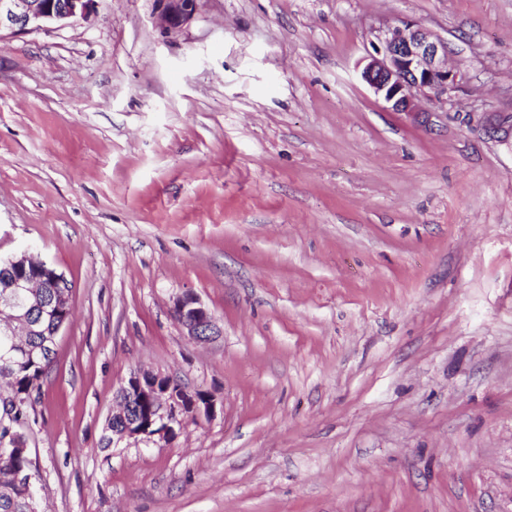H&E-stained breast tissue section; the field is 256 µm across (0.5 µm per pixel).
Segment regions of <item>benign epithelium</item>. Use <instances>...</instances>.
I'll return each mask as SVG.
<instances>
[{
	"instance_id": "1",
	"label": "benign epithelium",
	"mask_w": 512,
	"mask_h": 512,
	"mask_svg": "<svg viewBox=\"0 0 512 512\" xmlns=\"http://www.w3.org/2000/svg\"><path fill=\"white\" fill-rule=\"evenodd\" d=\"M98 0H0V30L28 32L51 24L64 25L74 19L87 20L95 14ZM159 5L157 23L165 33L182 30L195 17L198 0H156ZM361 78L375 96L382 99L394 112L404 114L415 122L427 115L420 98L444 101L458 88L463 73L458 67L448 66V42L434 37L419 24L402 20L378 37L372 51L359 63ZM17 270L35 267L39 275L15 277L8 287L18 293L45 282L52 288H68L70 283L45 261L22 251L8 258ZM11 313L12 320H0V335H14L12 325L19 324L35 334L38 324L29 322L26 312L13 306L0 315ZM175 321L192 339L203 342L221 333L215 318L199 298L185 295L177 298L171 307ZM119 389L144 403L141 413L132 417L124 407L112 406V423L120 428H103L105 438L116 447L131 440L145 444L168 441L182 426L184 416L204 413L216 414L214 396L206 392L186 391L166 376L139 368Z\"/></svg>"
}]
</instances>
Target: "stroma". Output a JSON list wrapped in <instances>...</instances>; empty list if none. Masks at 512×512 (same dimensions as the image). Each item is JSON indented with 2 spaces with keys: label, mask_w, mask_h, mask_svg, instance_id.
<instances>
[{
  "label": "stroma",
  "mask_w": 512,
  "mask_h": 512,
  "mask_svg": "<svg viewBox=\"0 0 512 512\" xmlns=\"http://www.w3.org/2000/svg\"><path fill=\"white\" fill-rule=\"evenodd\" d=\"M408 18L426 122L358 63ZM512 0H154L0 32V257L72 285L24 433L43 512H512ZM197 296L222 333L170 314ZM217 400L100 442L135 369ZM159 5L157 23L164 33L182 30L195 17L199 0H155ZM372 49L359 63L361 78L392 111L414 122L428 115L420 97L447 101L464 77L459 67H448L447 41L411 20L388 27Z\"/></svg>",
  "instance_id": "stroma-1"
}]
</instances>
